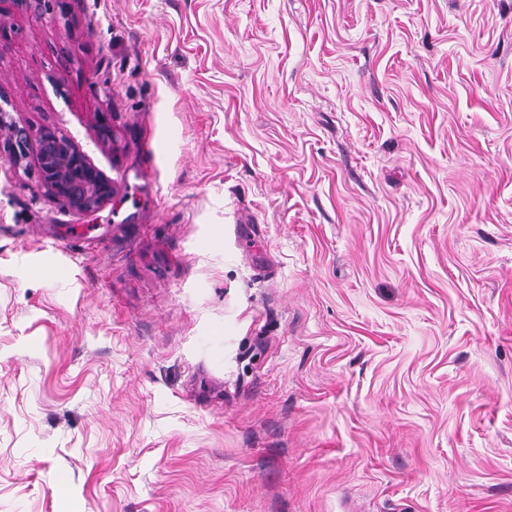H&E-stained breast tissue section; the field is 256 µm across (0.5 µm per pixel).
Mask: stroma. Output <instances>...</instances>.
Here are the masks:
<instances>
[{
    "label": "stroma",
    "instance_id": "35a3bbf8",
    "mask_svg": "<svg viewBox=\"0 0 512 512\" xmlns=\"http://www.w3.org/2000/svg\"><path fill=\"white\" fill-rule=\"evenodd\" d=\"M53 7L0 110L114 195L0 138V512H512V0ZM0 112L1 130L7 129L11 134V141L7 144L10 160L20 162L30 141L36 140L40 146L39 157L45 181L74 209L94 211L112 195L111 184L82 155L72 150L62 133L51 128L34 131L20 127L8 121L6 113Z\"/></svg>",
    "mask_w": 512,
    "mask_h": 512
}]
</instances>
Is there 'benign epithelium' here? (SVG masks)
<instances>
[{"instance_id": "obj_1", "label": "benign epithelium", "mask_w": 512, "mask_h": 512, "mask_svg": "<svg viewBox=\"0 0 512 512\" xmlns=\"http://www.w3.org/2000/svg\"><path fill=\"white\" fill-rule=\"evenodd\" d=\"M0 128L11 134L7 149L10 160L15 163L21 161L30 141L38 142L45 181L74 209L91 212L112 195L111 184L82 155L72 150L59 131L51 128L34 131L20 127L8 121L4 112L0 113Z\"/></svg>"}]
</instances>
